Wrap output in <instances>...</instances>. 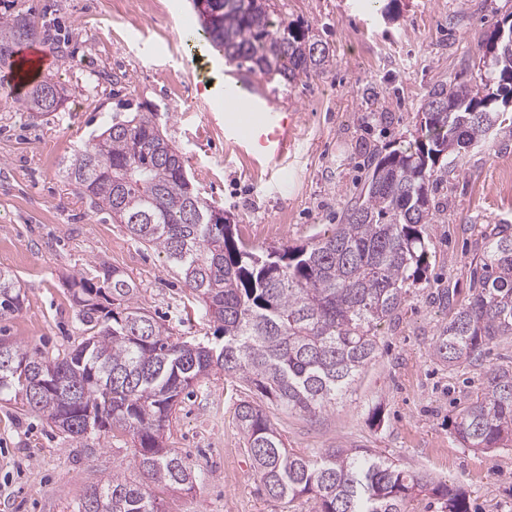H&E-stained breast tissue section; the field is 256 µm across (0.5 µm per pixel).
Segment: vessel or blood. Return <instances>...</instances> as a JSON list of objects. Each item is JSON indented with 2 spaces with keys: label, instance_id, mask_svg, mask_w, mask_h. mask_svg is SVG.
Masks as SVG:
<instances>
[{
  "label": "vessel or blood",
  "instance_id": "obj_1",
  "mask_svg": "<svg viewBox=\"0 0 512 512\" xmlns=\"http://www.w3.org/2000/svg\"><path fill=\"white\" fill-rule=\"evenodd\" d=\"M48 66L38 44L22 47L12 81L14 94H21L30 71L42 73ZM219 94L224 99V145L227 151L246 159L254 170L273 175L293 154L297 112L289 110L263 84L246 79L231 69L224 72Z\"/></svg>",
  "mask_w": 512,
  "mask_h": 512
}]
</instances>
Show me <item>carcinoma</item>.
Here are the masks:
<instances>
[{"instance_id": "cac0c4a2", "label": "carcinoma", "mask_w": 512, "mask_h": 512, "mask_svg": "<svg viewBox=\"0 0 512 512\" xmlns=\"http://www.w3.org/2000/svg\"><path fill=\"white\" fill-rule=\"evenodd\" d=\"M203 39L224 59L288 84L325 70L329 50L302 24L271 18V0H209ZM506 15L479 45L476 75L438 84L421 106L418 136L402 150L371 156L357 200L334 231L304 244L258 252L237 242L224 211L187 176L182 151L150 114L112 118L97 139L74 151L64 178L88 209L125 225L131 239L165 255L218 324L219 345L173 339L137 299L116 268L73 283L86 337L63 357L30 354L0 342V398L42 413L73 439L90 429L132 435L135 467L90 487L77 512H159L151 487L192 489L195 464L162 439L180 395L220 370L271 405L308 415L342 398L376 357L381 326L428 281L434 223L432 194L448 174V156L479 147L512 126V54L497 37ZM38 38L24 11L0 17V86L14 76L18 49ZM64 102L45 78L22 99L27 112H55ZM16 278L0 270V319L21 312ZM512 336V234L495 228L475 263L471 297L452 309L434 355L448 366L479 361L483 349ZM68 379L50 387V374ZM254 475L272 499L310 496L316 512H407L423 492L441 512H467L464 493L435 483L369 448H329L315 458L288 448L266 409L241 400L235 409ZM465 448L512 444V367L486 372L455 425Z\"/></svg>"}]
</instances>
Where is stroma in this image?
<instances>
[{
    "instance_id": "35a3bbf8",
    "label": "stroma",
    "mask_w": 512,
    "mask_h": 512,
    "mask_svg": "<svg viewBox=\"0 0 512 512\" xmlns=\"http://www.w3.org/2000/svg\"><path fill=\"white\" fill-rule=\"evenodd\" d=\"M272 2L276 17L308 25L330 56L324 72L266 84L299 114L296 152L276 189L227 154L223 124L210 122L224 102L198 85L204 77L222 82L224 71L213 66L217 52L187 39L198 26L191 0H0V13L36 18L48 74L65 94L58 111L33 118L0 89V268L25 294L22 311L0 321L1 339L53 358L77 346L84 327L69 283L104 265L137 286L139 303L174 337L214 342L216 323L164 256L108 215L88 211L62 176L64 158L113 115L152 113L182 151L194 186L231 217L242 242L257 249L301 244L333 231L366 154L414 140L426 92L469 79L480 41L512 13V0ZM508 164V127L449 164L435 193V221L425 227L428 280L383 325L375 360L316 416L271 409L293 453L371 448L460 488L468 512H512V447L465 448L454 432L486 368L512 366V336L498 338L472 365L451 367L432 352L449 314L433 291L448 284L466 301L486 233L512 225V192L500 187ZM244 398L259 395L220 371L183 392L165 445L188 455L201 477L193 490L160 491L161 512H315L311 498L287 505L261 491L235 418ZM134 452L128 434L91 430L74 440L45 415L0 401V512H75L85 490L113 473L138 479Z\"/></svg>"
}]
</instances>
